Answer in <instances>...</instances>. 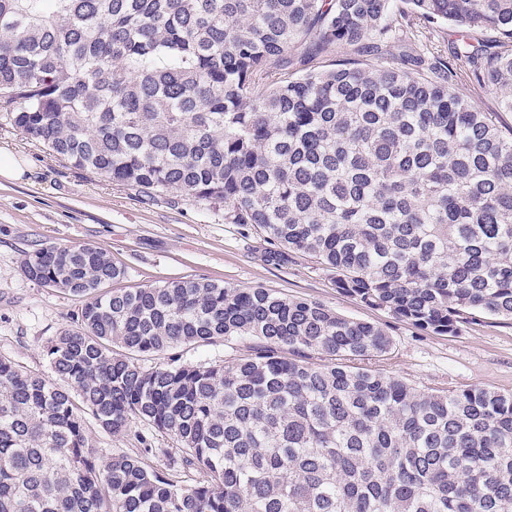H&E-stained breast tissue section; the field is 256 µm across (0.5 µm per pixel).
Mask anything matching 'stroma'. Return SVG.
<instances>
[{
    "label": "stroma",
    "instance_id": "1",
    "mask_svg": "<svg viewBox=\"0 0 512 512\" xmlns=\"http://www.w3.org/2000/svg\"><path fill=\"white\" fill-rule=\"evenodd\" d=\"M0 148L28 165L22 181L0 184V357L22 370L50 375L44 348L73 326L80 307L69 294L28 280L20 269L24 253L92 244L124 269L118 288L203 278L308 297L345 317L387 326L393 339L381 362L387 374L421 389L480 385L512 393V320L479 315L454 336L424 333L342 293L314 257L267 262L269 242L252 228L225 223L222 211L177 193L144 199L50 154L1 113ZM251 345L235 338L177 355L184 363H232Z\"/></svg>",
    "mask_w": 512,
    "mask_h": 512
}]
</instances>
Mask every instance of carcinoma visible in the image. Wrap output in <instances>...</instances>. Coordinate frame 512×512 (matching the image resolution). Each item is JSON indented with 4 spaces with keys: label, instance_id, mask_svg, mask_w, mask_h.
<instances>
[{
    "label": "carcinoma",
    "instance_id": "obj_1",
    "mask_svg": "<svg viewBox=\"0 0 512 512\" xmlns=\"http://www.w3.org/2000/svg\"><path fill=\"white\" fill-rule=\"evenodd\" d=\"M0 0V112L71 165L224 210L315 257L336 288L454 336L512 319V0ZM452 23L457 68L404 53L285 72ZM492 29L496 50L471 43ZM25 277L81 303L45 349L55 378L0 358V512H512V394L420 390L370 364L385 327L303 297L125 275L93 245L47 247ZM254 338L231 364L147 367ZM140 424L146 467L99 456L87 417ZM171 437L153 447L148 432ZM470 94L480 110L484 112H497L499 124L503 129L512 127V112L502 111L497 97L478 87L471 88Z\"/></svg>",
    "mask_w": 512,
    "mask_h": 512
}]
</instances>
